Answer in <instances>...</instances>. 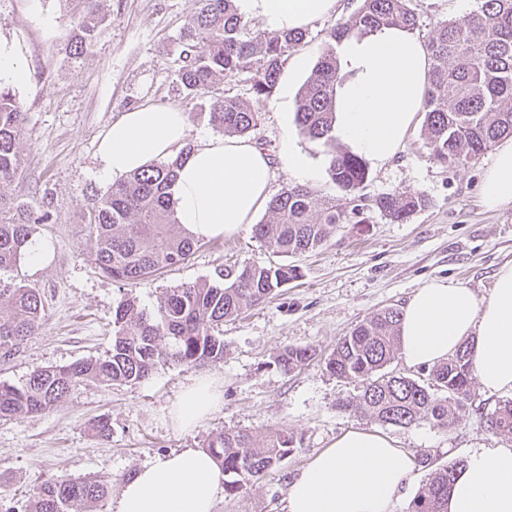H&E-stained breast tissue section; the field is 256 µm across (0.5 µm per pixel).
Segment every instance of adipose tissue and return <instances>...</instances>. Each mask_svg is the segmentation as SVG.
<instances>
[{
  "instance_id": "adipose-tissue-1",
  "label": "adipose tissue",
  "mask_w": 512,
  "mask_h": 512,
  "mask_svg": "<svg viewBox=\"0 0 512 512\" xmlns=\"http://www.w3.org/2000/svg\"><path fill=\"white\" fill-rule=\"evenodd\" d=\"M264 31L307 28L338 0H235ZM346 75L336 88L335 134L375 163L390 161L422 110L430 57L406 31L385 28L338 48ZM190 125L181 108L145 105L120 114L99 138L98 176L108 182L151 162L179 158ZM170 188L179 224L197 239L227 236L267 204L271 159L251 141L203 132L180 159ZM493 210L512 204V139L502 142L482 186ZM400 348L412 367H430L472 340L482 389L512 395V263L502 265L486 297L432 280L411 294L400 316ZM222 404L214 379L195 378L172 410L178 427L199 425ZM415 471L389 436L353 429L316 454L291 481L282 512H391ZM222 471L205 450L186 448L144 465L113 498L110 512H214ZM448 512H512V448L467 452L453 477Z\"/></svg>"
}]
</instances>
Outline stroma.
Instances as JSON below:
<instances>
[{"instance_id": "1", "label": "stroma", "mask_w": 512, "mask_h": 512, "mask_svg": "<svg viewBox=\"0 0 512 512\" xmlns=\"http://www.w3.org/2000/svg\"><path fill=\"white\" fill-rule=\"evenodd\" d=\"M360 5L361 0H338L335 15L308 27L273 96L258 101L250 69L224 78L197 98L183 93L179 34L195 0H100L103 20L84 52L74 48V0H40L36 14L28 0H0V37L16 44L31 73L28 85L15 91L26 116L19 140L21 174L4 192L35 214H47L34 235L54 245L50 265L36 272L24 264L18 269L19 279L40 290L46 316L14 356L0 358V382L18 385L40 369L104 357L112 348V317L121 299L136 298L150 310L167 290L213 279L219 270L278 263V256L256 238L254 225L246 224L235 234L202 240L183 264L138 284L112 282L90 260L93 243L85 226L92 199L108 189L97 175V142L112 119L146 104L180 107L189 115L191 134L208 132L212 104L235 96L259 112L248 138L266 142L272 191L282 192L295 183L280 160L286 116L296 110L298 94L326 47L327 32ZM410 6L418 18L415 35L426 41L439 22L466 18L477 2L463 0L455 9L448 0H411ZM421 129L418 123L411 127L403 148L387 164L369 166L366 183L351 195L329 176L328 148L296 135L297 148L318 171L308 188L355 211V220L337 225L317 250L294 257L302 278L225 320L222 359L161 364L133 385H82L45 414L0 419V498L26 500L45 479L60 476H97L118 489L143 465L201 447L209 435L227 429L259 441L285 429L299 446L239 494L220 495L215 512H281L293 476L351 429L382 432L413 458L426 455L437 466L462 460L471 448L511 445V436L488 431L480 407L495 405L497 398L483 389H476L473 403L448 428L425 420L391 426L343 409L342 401L355 397L360 385L325 367L339 338L380 309L402 307L428 281L463 284L485 297L495 272L512 261V205L488 210L480 203L493 152L474 163L448 166L429 158ZM394 192L423 195L426 205L406 222L390 221L374 201ZM296 347L311 348L315 356L303 368L283 373L273 358ZM199 376L222 381L224 404L199 426L183 431L171 407ZM102 417L112 425L105 441L92 430Z\"/></svg>"}]
</instances>
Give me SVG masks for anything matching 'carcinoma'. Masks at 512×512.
<instances>
[{
	"label": "carcinoma",
	"mask_w": 512,
	"mask_h": 512,
	"mask_svg": "<svg viewBox=\"0 0 512 512\" xmlns=\"http://www.w3.org/2000/svg\"><path fill=\"white\" fill-rule=\"evenodd\" d=\"M81 31L76 49L84 51L99 23L96 0H80ZM410 0H362L359 10L327 34L328 44L297 100L295 121L301 134L330 147L328 171L344 192L368 179L363 158L336 147L333 107L342 81L336 54L343 39L362 37L385 27L413 32L417 18ZM305 32L279 34L247 29L234 0H198L180 35L179 79L184 92L196 96L260 61L252 89L268 100L283 65L304 42ZM431 67L424 91L422 136L429 157L449 165L478 160L494 143L512 136V0H478L467 18L441 23L425 42ZM210 123L228 136H245L257 124L249 102L224 97L209 112ZM24 115L15 94L0 85V188L21 172L19 140ZM181 159L154 164L115 182L88 209L86 228L94 241L91 260L116 283L132 285L185 262L198 240L178 223L168 189ZM420 194L389 193L375 205L394 222L406 221L425 207ZM268 218L256 225V237L281 257L297 256L323 244L338 224L350 221L336 201L318 197L304 185H293L271 199ZM42 222L27 206L0 191V356L15 355L45 317L38 289L17 279L23 248L32 241V225ZM295 264L226 269L219 281H197L166 292L156 309L146 312L127 298L113 315L112 351L104 358L82 360L33 372L19 385L0 384V417L39 415L50 411L77 386L136 384L157 365L194 363L224 356L220 327L264 301L277 288L298 279ZM400 311L385 308L342 337L326 361L338 378L362 382L350 411L370 414L383 424L408 426L426 419L445 428L457 410L471 400L475 376L465 343L447 361L427 368V380L386 371L400 347ZM308 347L288 348L274 358L283 372L302 368L313 358ZM487 428L512 435V400H500L485 413ZM296 439L278 430L257 444L241 432H220L205 446L224 475V492L239 493L252 480L296 451ZM458 463L444 464L429 475L409 504L408 512H444ZM112 494L108 479L54 478L40 484L25 512H84Z\"/></svg>",
	"instance_id": "carcinoma-1"
}]
</instances>
